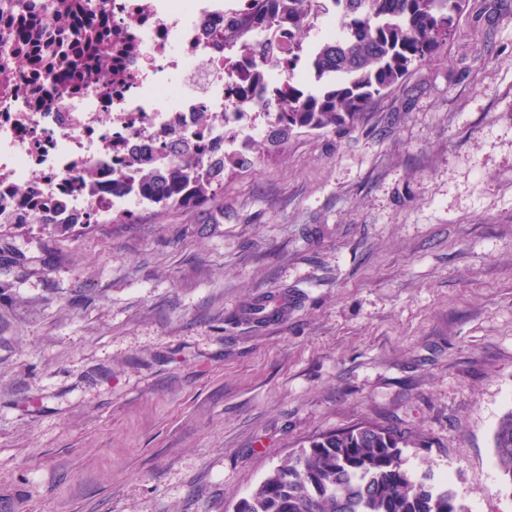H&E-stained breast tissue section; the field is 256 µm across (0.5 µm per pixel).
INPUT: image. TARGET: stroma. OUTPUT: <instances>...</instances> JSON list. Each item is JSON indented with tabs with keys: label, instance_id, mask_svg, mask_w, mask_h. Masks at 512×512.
Here are the masks:
<instances>
[{
	"label": "stroma",
	"instance_id": "1",
	"mask_svg": "<svg viewBox=\"0 0 512 512\" xmlns=\"http://www.w3.org/2000/svg\"><path fill=\"white\" fill-rule=\"evenodd\" d=\"M288 290L287 319L240 307ZM512 0L355 129L292 136L202 211L0 224V512H232L288 453L390 426L512 512ZM495 461L512 488V410L499 423L494 434Z\"/></svg>",
	"mask_w": 512,
	"mask_h": 512
}]
</instances>
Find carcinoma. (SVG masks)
<instances>
[{"label": "carcinoma", "instance_id": "carcinoma-1", "mask_svg": "<svg viewBox=\"0 0 512 512\" xmlns=\"http://www.w3.org/2000/svg\"><path fill=\"white\" fill-rule=\"evenodd\" d=\"M248 19L224 36L251 59L249 85L226 97L224 119L239 120L259 103L262 138L232 146L218 160L190 156L174 143L178 168L156 166L152 151L141 164L150 205L202 208L214 200L227 170H249L294 134L352 128L369 103L411 69L444 53L467 0H328L344 18L339 33L310 39L328 7L323 0H249ZM288 30V46L256 40V33ZM238 55V56H240ZM238 56L224 57L235 74ZM408 442L371 425L315 438L288 455L233 512H465L448 484L415 475L401 464ZM495 461L512 486V410L494 434Z\"/></svg>", "mask_w": 512, "mask_h": 512}]
</instances>
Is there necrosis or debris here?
<instances>
[{"label":"necrosis or debris","instance_id":"1","mask_svg":"<svg viewBox=\"0 0 512 512\" xmlns=\"http://www.w3.org/2000/svg\"><path fill=\"white\" fill-rule=\"evenodd\" d=\"M246 0H0V222L65 201L54 224L145 206L135 150L210 158L262 134L224 124V12Z\"/></svg>","mask_w":512,"mask_h":512}]
</instances>
